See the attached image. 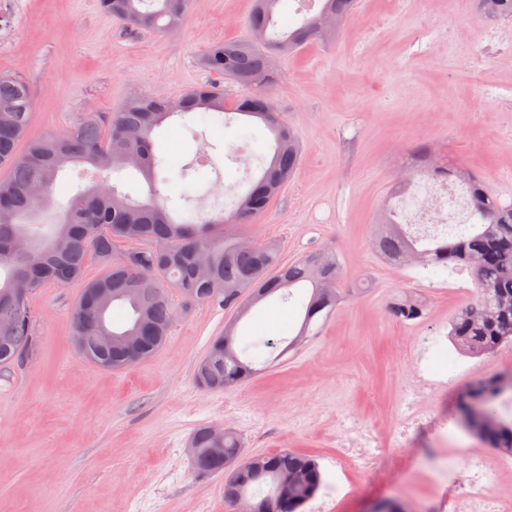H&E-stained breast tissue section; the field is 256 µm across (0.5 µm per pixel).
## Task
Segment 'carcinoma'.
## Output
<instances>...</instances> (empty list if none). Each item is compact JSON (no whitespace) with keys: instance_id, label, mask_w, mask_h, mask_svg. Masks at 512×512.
<instances>
[{"instance_id":"cac0c4a2","label":"carcinoma","mask_w":512,"mask_h":512,"mask_svg":"<svg viewBox=\"0 0 512 512\" xmlns=\"http://www.w3.org/2000/svg\"><path fill=\"white\" fill-rule=\"evenodd\" d=\"M318 11L295 29H277L275 14L281 0H253L250 26L266 33L267 42L250 40L215 43L200 65L211 73L250 87L254 94L226 107L221 89H197L178 99V108L155 97L133 95L106 120L85 118L65 134L30 137L31 99L26 82L17 75L0 74V368L23 362L36 346L30 299L18 301L16 289L37 288L44 283L70 284L83 276L88 257L94 256L106 272L85 282L74 313V336L80 353L109 370H123L152 356L165 342L174 322L169 290L186 299L208 302L224 309H240L271 297L295 298L303 312L293 338L272 342L260 336L238 334V325L215 337L197 363V383L208 390L238 387L272 363V350H290L315 334L318 320L336 311L341 295L338 284L343 266L312 252L284 264L278 246L254 243L235 231L252 224L267 209L275 188L295 172L300 150L296 136L266 95L278 82L271 51L295 53L313 39L332 41L340 25L356 11V0H318ZM104 11L133 29L166 32L181 25L188 0H101ZM489 18H512V0H479ZM200 112L229 124L238 114L260 121L273 135L270 161L249 190L236 201L229 218L203 221L190 203L201 198L185 165L180 199L187 206L175 213L153 199L139 202L105 184L77 192L54 220L46 208L60 173L71 164L92 167L96 173L136 171L153 179L161 161L153 152L154 129L174 115ZM434 179L454 177L466 186L468 219L452 237L416 238L404 228L400 212L389 207L374 227L372 246L389 264L408 267L414 262L443 274L466 271L474 292L469 303L448 323V340L469 356L512 347V204H503L469 170H450L439 163L428 169ZM117 239L139 241L117 258ZM156 241L169 243L161 254ZM114 308L129 312L121 327L111 325ZM422 301L405 296L391 302L390 317L402 323L425 316ZM114 336H138V351L115 343L101 351L91 341L100 328ZM512 392V371L477 379L456 398L459 422L487 447L512 456V415L500 412L498 397ZM190 444L198 449L192 458L200 475L224 477V501L242 509L268 503L270 512H301L323 486L317 460L282 450L261 457L263 473L254 474L253 462L238 463V474L224 475V458L240 457L237 433L224 432V455L216 447L209 427L193 433Z\"/></svg>"}]
</instances>
